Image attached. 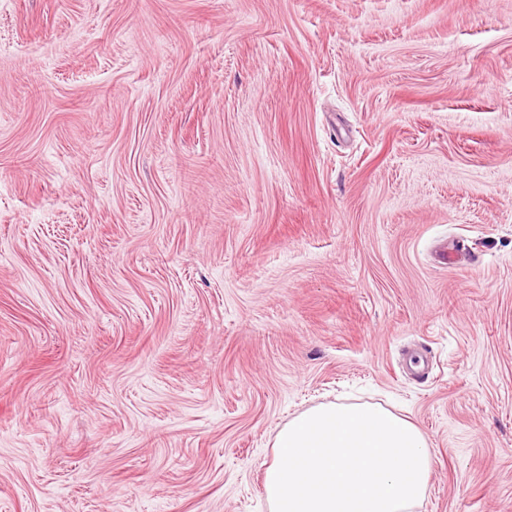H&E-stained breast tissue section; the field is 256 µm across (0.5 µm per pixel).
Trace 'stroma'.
<instances>
[{"mask_svg": "<svg viewBox=\"0 0 512 512\" xmlns=\"http://www.w3.org/2000/svg\"><path fill=\"white\" fill-rule=\"evenodd\" d=\"M336 401L512 512V0H0V512H268Z\"/></svg>", "mask_w": 512, "mask_h": 512, "instance_id": "obj_1", "label": "stroma"}]
</instances>
